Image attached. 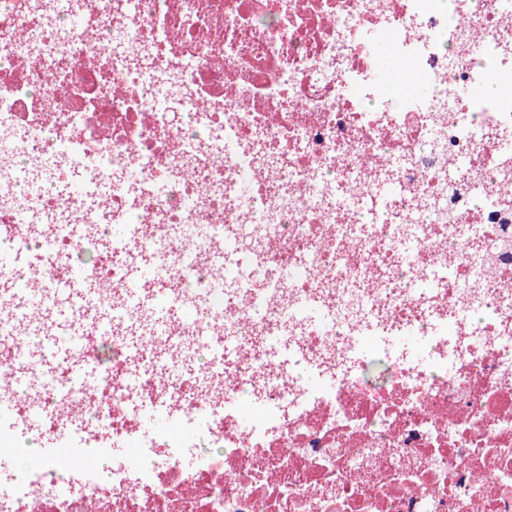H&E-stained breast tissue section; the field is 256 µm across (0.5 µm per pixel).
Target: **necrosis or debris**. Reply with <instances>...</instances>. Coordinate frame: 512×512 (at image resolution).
Instances as JSON below:
<instances>
[{"instance_id": "necrosis-or-debris-1", "label": "necrosis or debris", "mask_w": 512, "mask_h": 512, "mask_svg": "<svg viewBox=\"0 0 512 512\" xmlns=\"http://www.w3.org/2000/svg\"><path fill=\"white\" fill-rule=\"evenodd\" d=\"M74 8L89 21L68 31ZM393 58L426 94L389 91ZM509 145L512 7L0 0V240L52 251L0 273L26 292L0 321L24 342L90 249L79 321L114 350L88 390L87 357L31 376L14 418L51 407L36 433L69 428V463L0 468V512H512ZM384 180L396 193L365 211ZM153 267L140 295L177 308L146 331L127 281ZM230 267L220 296L189 286ZM228 334L232 356L199 360L200 336ZM239 398L250 419L225 410ZM134 400L183 433L144 434ZM115 440L135 458L86 464Z\"/></svg>"}]
</instances>
